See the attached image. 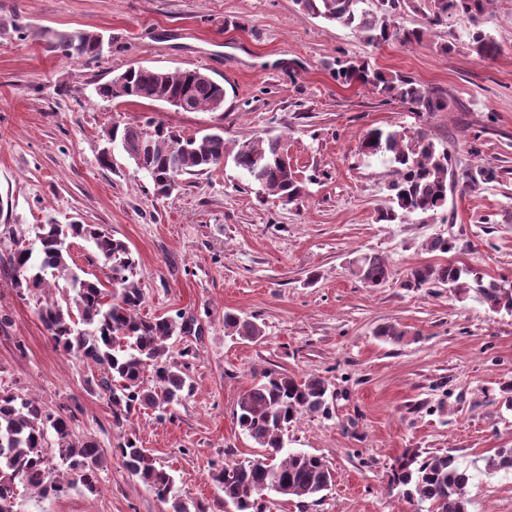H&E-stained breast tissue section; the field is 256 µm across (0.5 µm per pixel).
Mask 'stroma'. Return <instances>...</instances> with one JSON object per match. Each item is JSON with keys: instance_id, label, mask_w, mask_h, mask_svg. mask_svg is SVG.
<instances>
[{"instance_id": "stroma-1", "label": "stroma", "mask_w": 512, "mask_h": 512, "mask_svg": "<svg viewBox=\"0 0 512 512\" xmlns=\"http://www.w3.org/2000/svg\"><path fill=\"white\" fill-rule=\"evenodd\" d=\"M394 22L426 29L424 43L376 46L294 0H0V262L31 242L33 225L98 224L138 260L141 316L183 312L201 327L170 341L193 351L192 387L173 416L120 411L88 385L82 361L54 348L38 317L41 300L62 298L64 280L22 291L0 273V391L73 412L74 433L94 436L104 453L100 493L77 487L44 499L24 490L19 512H167L125 468L118 445L127 437L174 475L173 497L224 512L209 475L259 456L235 409L254 374L270 369L328 382L329 416H302L284 440L323 457L335 481L315 500L270 495L266 512H416L387 485L410 448L451 452L470 469V512H512V473L482 471L485 456L512 448L501 393L512 383V316L445 288L402 285L410 266L450 260L512 277V0H492L487 12L484 29L501 47L493 60L472 49L468 15L433 26L408 8ZM47 29L97 32L112 47L94 62L70 60L42 39ZM340 59L410 76L447 106L422 115L372 88L340 85ZM140 65L209 74L224 86L222 110L96 96L98 84ZM142 116L186 136L219 127L230 143L281 137L306 193L283 203L229 162L156 196L122 154L109 170L99 161L104 132ZM375 128L425 131L455 170L492 167L498 178L453 190L438 214L381 222L393 168L360 148ZM438 237L449 253L430 250ZM363 253L387 260L381 287L355 275ZM228 312L257 322L264 337L227 335ZM389 323L407 329L403 342L375 336Z\"/></svg>"}]
</instances>
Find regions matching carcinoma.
I'll return each mask as SVG.
<instances>
[{
    "label": "carcinoma",
    "instance_id": "carcinoma-1",
    "mask_svg": "<svg viewBox=\"0 0 512 512\" xmlns=\"http://www.w3.org/2000/svg\"><path fill=\"white\" fill-rule=\"evenodd\" d=\"M437 25L450 14L463 13L475 22L484 19L490 0H427ZM365 0H295L308 15L350 28L369 43L384 44L396 38L403 44H420L426 32L401 28L392 18L402 6L415 0H381L374 13L362 7ZM99 34L80 36L47 35L52 48L72 59L98 57ZM471 46L484 59L493 60L500 44L480 27L469 34ZM333 76L341 85L358 82L390 99L408 103L417 112H439L444 98L408 76L386 74L353 61H340ZM185 100L192 112H218L224 104V86L204 78L196 69L174 71L143 67L127 78L122 98L160 102L163 98ZM105 139L134 162L152 183L156 194H171L183 177L203 174L232 159L249 179L266 193L288 204L298 200L302 186L296 172L282 165L284 147L278 137H256L235 144L226 153L224 133L212 132L187 137L154 119L119 123L106 131ZM364 153L383 156L393 164L396 178L389 186L393 206L380 213V220L393 223L403 216L436 214L445 208L448 191L461 186L476 191L497 180L492 168L476 167L455 177L452 155L438 148L422 130L413 137L399 131L371 130L362 141ZM32 246H18L10 257L18 289L42 290L46 275L66 281L69 294L62 301L39 305V319L55 347L75 355L98 372L93 383L113 405L130 409L137 405L163 413L181 401L187 385L185 372L173 360L168 341L174 335L201 328H188L196 318L185 314L143 318V289L136 279L138 261L128 246L93 224H37ZM91 243L95 259L109 269L107 289L98 279L83 277L69 264L67 243ZM355 274L368 288L384 284L390 275L386 260L375 253L355 258ZM405 286H446L460 298H472L489 310L512 315V279L487 274L477 265L453 263L416 265L409 269ZM224 330L232 336L256 342L264 336L255 321L235 313L224 314ZM376 335L393 343L402 342L408 331L395 324H382ZM151 371L150 385L145 372ZM328 383L319 376L296 377L275 370L263 371L239 397L236 420L254 445L266 451L268 463L253 459L226 463L211 473L212 481L224 492V502L236 512H263L265 496L314 498L329 489L334 474L319 456L304 452L283 453L288 425L303 415L329 416ZM72 417L47 410L38 400L13 392L0 393V512H18V487L33 489L46 497H60L80 486L92 493L100 487L103 451L91 436L80 437L71 427ZM127 470L158 499L170 503V512H208L202 502L169 500L173 478L155 465L149 451L128 437L119 445ZM65 466L64 476L50 467L49 454ZM484 472L512 473V448H498L483 458ZM472 475L449 452L422 455L408 450L396 460L388 487L397 489L426 512H469L466 488Z\"/></svg>",
    "mask_w": 512,
    "mask_h": 512
}]
</instances>
